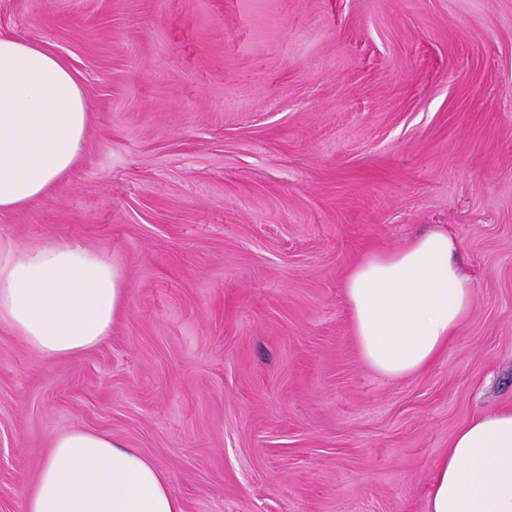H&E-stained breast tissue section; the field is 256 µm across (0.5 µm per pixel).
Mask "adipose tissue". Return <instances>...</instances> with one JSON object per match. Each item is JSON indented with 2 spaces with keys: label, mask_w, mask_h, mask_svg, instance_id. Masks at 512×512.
Masks as SVG:
<instances>
[{
  "label": "adipose tissue",
  "mask_w": 512,
  "mask_h": 512,
  "mask_svg": "<svg viewBox=\"0 0 512 512\" xmlns=\"http://www.w3.org/2000/svg\"><path fill=\"white\" fill-rule=\"evenodd\" d=\"M90 103L77 72L46 47L0 36V211L46 197L84 156ZM459 242L435 230L374 253L348 273L345 294L362 360L387 378L431 365L470 315L473 280ZM124 307L121 274L105 256L0 239V321L42 357L89 350ZM426 512H512V403L474 415L433 464ZM21 512H182L167 477L111 435L54 437Z\"/></svg>",
  "instance_id": "1"
}]
</instances>
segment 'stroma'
Listing matches in <instances>:
<instances>
[{
  "label": "stroma",
  "instance_id": "stroma-1",
  "mask_svg": "<svg viewBox=\"0 0 512 512\" xmlns=\"http://www.w3.org/2000/svg\"><path fill=\"white\" fill-rule=\"evenodd\" d=\"M91 102L85 157L0 237L98 251L125 307L52 361L0 322V512L51 439L105 432L183 512H425L512 402V0H0ZM476 284L440 359L360 358L344 281L423 231Z\"/></svg>",
  "mask_w": 512,
  "mask_h": 512
}]
</instances>
